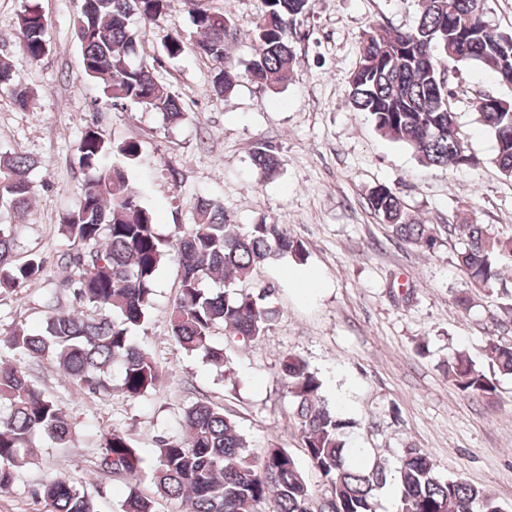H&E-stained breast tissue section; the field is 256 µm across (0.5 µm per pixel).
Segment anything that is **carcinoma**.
Here are the masks:
<instances>
[{
	"instance_id": "carcinoma-1",
	"label": "carcinoma",
	"mask_w": 512,
	"mask_h": 512,
	"mask_svg": "<svg viewBox=\"0 0 512 512\" xmlns=\"http://www.w3.org/2000/svg\"><path fill=\"white\" fill-rule=\"evenodd\" d=\"M184 2L193 31L166 33L162 56L174 60L192 48L213 67L212 91L226 94L237 77L226 55L237 24L222 10H202L197 0ZM169 4L81 0L74 38L81 49L83 76L101 83L111 105L136 104L177 125L185 116L179 98L157 79L153 66L137 60L143 29L164 18ZM421 8L410 29L388 31L374 23L368 27L348 78L347 98L353 109L372 116L382 137L405 145L423 164L448 169L470 165L473 156L459 131L441 67L476 62L512 88V29L491 27L483 0H421ZM308 11L309 0H262L251 28L255 49L246 66L250 77L281 84L292 78L297 25ZM16 39L31 61L50 52L47 19L38 0H26ZM0 94L22 111L34 109L33 89L6 56L0 57ZM476 110L478 121L496 140V166L512 177V97L487 95ZM141 153L139 142L116 144L93 122L80 133L76 156L83 180L59 231L87 252H64L58 262L71 270L63 284L73 288L82 309L61 311L52 295V312L39 329L20 322L0 338L23 360L15 367H0V492L8 490L21 468L35 464V436L45 435L67 448L76 435L67 412L37 385L29 365L51 363L79 389L98 395L112 389L116 366L120 390L130 399L144 397L163 383L162 370L135 332L146 319L157 271L168 256H176L181 267L169 317L171 338L177 348L216 368L229 364L216 335L245 346L259 341L272 326L274 289L255 283L258 272L283 259L301 265L308 258L303 242L285 225L261 221L236 230L224 203L205 196L197 198L189 228L162 237L143 203L146 187L133 175ZM253 162L269 177L281 165L279 155L264 145L253 151ZM37 164L18 151L0 155V212L28 207L33 186L27 173ZM367 204L393 238L421 249L433 250L443 235L460 233L464 246L457 263L470 281L485 287L501 280V259L512 256V236H500L465 218L446 227L423 224L387 185L374 187ZM13 247L11 230L0 226L1 290L23 288L42 270L37 255L16 263ZM216 279L233 280L238 289L229 293L207 287V281ZM486 356L499 373L512 375L511 345L491 341ZM446 373L473 401L498 395L496 379L464 352L448 358ZM280 374L292 397L304 455L327 484L325 497H314L298 458L288 449L270 445L255 462L224 408L202 401L182 413L185 439H160L153 449L156 494L184 500L191 512H373L375 493L391 481L399 493V512H503L483 489L458 478H439L430 454L417 448L408 449L392 471L375 462L352 465L357 449L349 447V435L357 422L328 397L324 380L295 353L283 356ZM100 441V468L127 480L122 512H156L155 499L139 487L142 450L115 429L101 434ZM35 496L50 503L53 512H97L91 493L65 478L39 484Z\"/></svg>"
}]
</instances>
